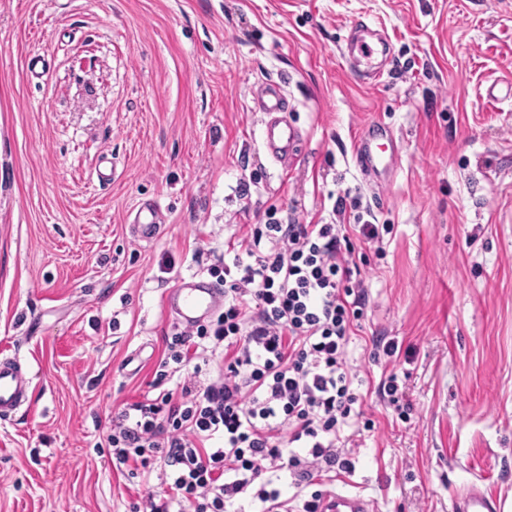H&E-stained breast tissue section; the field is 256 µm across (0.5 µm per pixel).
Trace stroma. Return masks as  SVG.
Listing matches in <instances>:
<instances>
[{
	"label": "stroma",
	"instance_id": "1",
	"mask_svg": "<svg viewBox=\"0 0 512 512\" xmlns=\"http://www.w3.org/2000/svg\"><path fill=\"white\" fill-rule=\"evenodd\" d=\"M360 24L387 42L375 80L343 53ZM269 79L300 132L286 169L254 105ZM369 129L398 155L375 179L355 159ZM355 198L388 227L363 247L348 348L376 428L318 489L452 512L475 484L512 512V0H0V355L35 375L0 419V512H130L155 491L103 442L150 390L165 292L267 210L329 224ZM146 200L166 216L149 242L128 228ZM382 336L402 355L369 361ZM393 372L406 421L377 394Z\"/></svg>",
	"mask_w": 512,
	"mask_h": 512
}]
</instances>
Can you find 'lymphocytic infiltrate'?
<instances>
[{
	"instance_id": "1",
	"label": "lymphocytic infiltrate",
	"mask_w": 512,
	"mask_h": 512,
	"mask_svg": "<svg viewBox=\"0 0 512 512\" xmlns=\"http://www.w3.org/2000/svg\"><path fill=\"white\" fill-rule=\"evenodd\" d=\"M353 220L299 224L270 211L241 253L210 266L223 309L175 328L154 372L157 396L118 412L106 437L115 468L155 470L158 493L132 512H243L244 497L252 512H316L315 477L352 473L346 430L374 426L356 408L348 359L366 302L355 245L380 238L363 214ZM216 360L218 372L201 379Z\"/></svg>"
}]
</instances>
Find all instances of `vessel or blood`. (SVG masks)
<instances>
[{"label": "vessel or blood", "mask_w": 512, "mask_h": 512, "mask_svg": "<svg viewBox=\"0 0 512 512\" xmlns=\"http://www.w3.org/2000/svg\"><path fill=\"white\" fill-rule=\"evenodd\" d=\"M284 94L279 83L263 82L254 98L255 107L264 115L263 145L280 163L294 158L299 138L297 128L285 119L281 111ZM385 144L366 135L355 146L356 159L362 169H377L384 161ZM165 222L159 206L151 201L142 203L131 222L135 238L148 241L156 238ZM224 292L206 278L191 275L179 278L176 286L165 295L166 311L178 324L190 328L202 324L223 306ZM33 382L29 369L17 357H0V417L12 415L28 403V391ZM319 512H376L375 503L359 494L330 491L322 495ZM453 512H498L493 496L472 485L461 491L453 502Z\"/></svg>", "instance_id": "obj_1"}]
</instances>
